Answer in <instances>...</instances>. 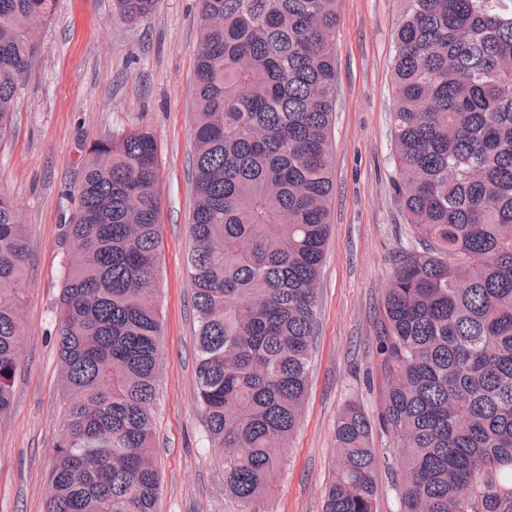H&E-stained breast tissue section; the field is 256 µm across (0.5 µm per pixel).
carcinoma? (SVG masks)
I'll return each instance as SVG.
<instances>
[{
	"label": "carcinoma",
	"mask_w": 512,
	"mask_h": 512,
	"mask_svg": "<svg viewBox=\"0 0 512 512\" xmlns=\"http://www.w3.org/2000/svg\"><path fill=\"white\" fill-rule=\"evenodd\" d=\"M56 0H0V144ZM136 23L158 0H115ZM392 188L418 247L385 291L379 424L399 512H512V0H402ZM196 206L188 265L196 395L224 490L257 512L306 393L329 236L336 0H199ZM159 150L147 130L94 141L69 218L57 309L67 401L46 512H155L152 406L163 321ZM25 224L0 190V419L23 348ZM323 512H375L361 405L335 431Z\"/></svg>",
	"instance_id": "carcinoma-1"
}]
</instances>
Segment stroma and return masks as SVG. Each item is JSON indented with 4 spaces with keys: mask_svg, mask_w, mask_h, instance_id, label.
I'll list each match as a JSON object with an SVG mask.
<instances>
[{
    "mask_svg": "<svg viewBox=\"0 0 512 512\" xmlns=\"http://www.w3.org/2000/svg\"><path fill=\"white\" fill-rule=\"evenodd\" d=\"M333 193L317 284L315 338L302 415L259 512H323L336 420L349 399L370 418L381 404L376 331L383 295L409 232L392 190L394 30L401 0H336ZM198 0H158L135 25L113 0H57L38 33L39 56L16 97L15 129L0 145V188L18 204L29 264L24 342L10 413L0 420V512H44L65 401L55 309L66 224L89 145L145 129L160 150L157 303L162 369L152 409L161 472L156 512H241L224 490L195 399L196 319L187 265L194 207L191 125ZM379 450L376 512H398L387 437Z\"/></svg>",
    "mask_w": 512,
    "mask_h": 512,
    "instance_id": "35a3bbf8",
    "label": "stroma"
}]
</instances>
